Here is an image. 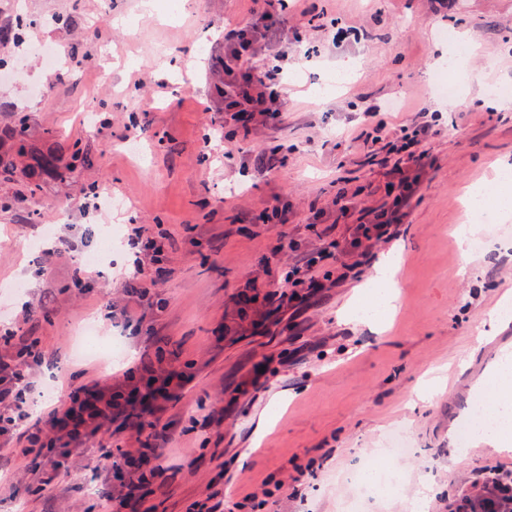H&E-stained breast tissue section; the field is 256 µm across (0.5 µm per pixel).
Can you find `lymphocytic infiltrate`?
Here are the masks:
<instances>
[{
    "label": "lymphocytic infiltrate",
    "instance_id": "f902f5d3",
    "mask_svg": "<svg viewBox=\"0 0 512 512\" xmlns=\"http://www.w3.org/2000/svg\"><path fill=\"white\" fill-rule=\"evenodd\" d=\"M281 0H263L254 21L226 31L224 57V110L231 121L245 120L263 127L277 126L283 116L282 77L279 70L253 71L250 60L260 47L286 38L287 21ZM431 122L423 120L389 142L395 161L384 186L385 200L377 207H364L352 229L347 249L356 252L366 242L390 238L393 227L403 223L417 201L423 178L434 161L425 148L433 134ZM175 244L165 230L155 234L134 229L129 246L135 252L134 279L140 287L128 290L129 308L123 309L125 327L133 325V307L165 310L168 301L155 287L143 285L148 266L161 262ZM338 241L328 248L300 258L279 276V287L250 281L237 295V328L248 331L264 324L271 312H300L321 287L312 269L330 257ZM48 352L41 338L20 334L17 326L0 329V452H7L29 474L27 494L36 501L52 489L63 493L73 488L69 481L74 457L89 452L92 444L112 438L116 421L132 423L140 434L139 446L118 451L105 469L104 497L112 512H152L143 497L148 486L164 487L175 478L163 465L166 446L173 440L170 423L164 422L171 403L180 400L192 381L177 357L157 349L152 362H140L113 376L104 384L88 377L74 383L49 370ZM512 512V471L486 469L475 473L469 493L449 503V512Z\"/></svg>",
    "mask_w": 512,
    "mask_h": 512
}]
</instances>
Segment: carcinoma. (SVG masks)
<instances>
[{
    "instance_id": "cac0c4a2",
    "label": "carcinoma",
    "mask_w": 512,
    "mask_h": 512,
    "mask_svg": "<svg viewBox=\"0 0 512 512\" xmlns=\"http://www.w3.org/2000/svg\"><path fill=\"white\" fill-rule=\"evenodd\" d=\"M23 24L15 20L7 26H0V46L18 41V31ZM29 127L24 119L0 131V176L9 178L17 170V159H28L24 172L28 179L35 182L45 176H63V170H70L83 159L78 144H73L69 153L43 152L30 143Z\"/></svg>"
}]
</instances>
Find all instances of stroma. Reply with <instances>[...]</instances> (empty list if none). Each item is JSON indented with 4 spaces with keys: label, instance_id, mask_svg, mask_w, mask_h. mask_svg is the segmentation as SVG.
Segmentation results:
<instances>
[{
    "label": "stroma",
    "instance_id": "35a3bbf8",
    "mask_svg": "<svg viewBox=\"0 0 512 512\" xmlns=\"http://www.w3.org/2000/svg\"><path fill=\"white\" fill-rule=\"evenodd\" d=\"M259 0H0V23L28 26L6 56L23 61L25 79L0 82V130L26 118L38 149L79 144L84 161L30 191L23 173L0 179V314L25 302L22 326L56 353L63 373L101 380L163 347L195 375L170 407L177 441L166 465L179 475L156 512H186L216 489L225 507L252 497L241 512H448L449 500L483 468L512 469V452L474 451L459 429L483 398L497 363L512 358V320H489L512 293V218L479 221L487 248L455 245L467 185L512 161V111L493 86L512 83V0H289L290 31L277 50L256 55L257 70L284 68L286 112L276 127L244 132L227 122L216 72L224 33L249 23ZM467 34L476 51L463 94L450 108L432 76L443 70V31ZM60 48L67 65L49 73L37 46ZM355 72L335 85L336 65ZM55 90L41 97L38 86ZM436 115L426 148L435 165L395 237L375 242L366 261L337 255L316 269L331 286L295 326L235 334V296L251 280L277 277L295 259L292 240L310 252L344 240L354 215L341 212L338 188L375 204L387 180L386 144L419 111ZM138 142L145 156L124 146ZM277 151L282 167L258 175L247 161ZM284 224L265 222L275 199ZM169 230L176 246L149 266L168 300L146 317L151 335L126 341L124 359L80 355L78 332L96 324L107 290L132 272L124 252L132 228ZM120 229L112 252L92 268L94 290L72 278L103 235ZM68 231L77 251L42 249ZM395 257L397 310L386 326L338 319L364 302L383 256ZM355 277L338 282L343 265ZM377 457L400 478L397 490L362 497L348 476ZM98 452L76 458L69 494H43L34 512H110L93 500L102 487Z\"/></svg>",
    "mask_w": 512,
    "mask_h": 512
}]
</instances>
